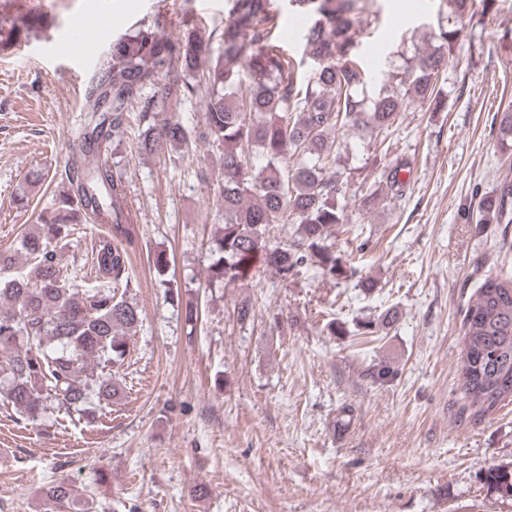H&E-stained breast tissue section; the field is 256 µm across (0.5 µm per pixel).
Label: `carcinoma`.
<instances>
[{"instance_id":"carcinoma-1","label":"carcinoma","mask_w":512,"mask_h":512,"mask_svg":"<svg viewBox=\"0 0 512 512\" xmlns=\"http://www.w3.org/2000/svg\"><path fill=\"white\" fill-rule=\"evenodd\" d=\"M230 2L216 55L191 32L171 42L140 29L112 45L111 62L84 98L88 130L68 166L67 190L57 206L37 214L38 231L22 237L31 270L8 275L14 258L0 255V392L30 424L42 419L50 402L81 418L121 394L125 338L142 322L139 308L119 292L130 287L128 247L139 221L108 156L125 140L126 113L133 105H143L140 153L178 151L194 138L222 157L224 214L207 248L208 286L249 281L259 269L286 281L309 263L330 282L346 279L356 268L336 252V226L345 217L341 182L327 174L336 167L335 133L362 126L378 137L399 125L409 102L431 112L445 106L439 83L448 46L461 37L462 20L473 5V0H446L432 50L370 98V73L356 51L361 0H288L289 10L305 17L304 55L315 63L303 77L304 60L277 44L280 12L270 9L268 0ZM153 87L164 99L204 89L208 101L201 127L190 130L172 117L157 121L158 101L145 96ZM257 153L266 159L259 169L248 161ZM407 167L397 157L380 174L395 199L402 195L399 174ZM478 209L475 228L501 224L502 245L511 244L512 180L505 176L494 191L481 195ZM85 218L106 225L108 236L99 240L90 271L79 280L64 274L52 241L68 236V225ZM288 218L296 224L291 239L272 243L271 225ZM394 322L395 314L383 312L364 323L363 334L382 332ZM461 332L457 372L464 410L477 421L512 401V268L484 277L477 297L462 311ZM91 360L108 370L87 373ZM362 376L384 385L396 371L380 361ZM485 479L500 496L512 498L511 469L493 466ZM44 497L61 512L76 490L60 482L45 489Z\"/></svg>"}]
</instances>
